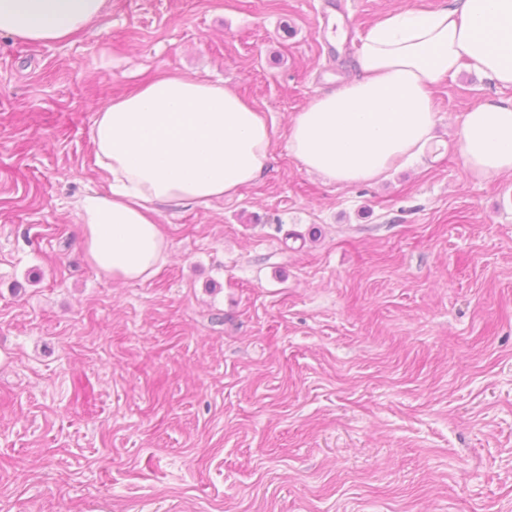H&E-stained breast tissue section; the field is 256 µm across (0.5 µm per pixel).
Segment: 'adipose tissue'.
<instances>
[{
	"mask_svg": "<svg viewBox=\"0 0 512 512\" xmlns=\"http://www.w3.org/2000/svg\"><path fill=\"white\" fill-rule=\"evenodd\" d=\"M108 0H0V34L57 44L105 15ZM361 78L314 97L288 125V148L309 173L342 185L381 179L432 147V87L461 67L512 88V0H451L381 16L357 57ZM275 128L235 88L179 71L114 96L91 141L108 192L77 203L86 258L115 281L145 280L168 244L167 205L234 198L266 166ZM458 148L477 179L512 174V98L489 97L463 116Z\"/></svg>",
	"mask_w": 512,
	"mask_h": 512,
	"instance_id": "adipose-tissue-1",
	"label": "adipose tissue"
}]
</instances>
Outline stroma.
I'll use <instances>...</instances> for the list:
<instances>
[{
	"label": "stroma",
	"instance_id": "stroma-1",
	"mask_svg": "<svg viewBox=\"0 0 512 512\" xmlns=\"http://www.w3.org/2000/svg\"><path fill=\"white\" fill-rule=\"evenodd\" d=\"M446 0H109L70 41L0 35V512H512V175L437 150L376 182L305 171L288 124L361 74L381 15ZM179 70L274 123L232 199L167 206L116 283L76 203L112 96Z\"/></svg>",
	"mask_w": 512,
	"mask_h": 512
}]
</instances>
